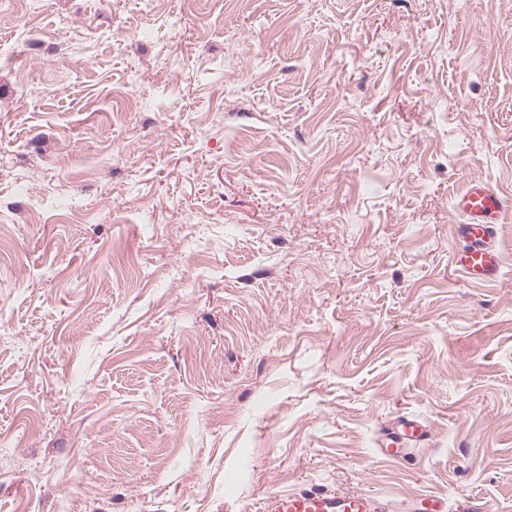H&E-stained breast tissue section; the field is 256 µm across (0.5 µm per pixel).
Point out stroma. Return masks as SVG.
<instances>
[{
	"mask_svg": "<svg viewBox=\"0 0 512 512\" xmlns=\"http://www.w3.org/2000/svg\"><path fill=\"white\" fill-rule=\"evenodd\" d=\"M477 182L512 197V0H0V512H512ZM453 207L465 220L456 225L461 244L452 252L455 271L471 282L495 280L502 262L495 224L511 212V198L486 184L473 183L455 198ZM382 433V453L394 460L414 456L416 449L427 439L424 425L405 416L399 417L391 427H384ZM264 512H446L443 500L428 496L420 501H399L391 508L367 493H345L334 490L304 489L289 493H273L264 500Z\"/></svg>",
	"mask_w": 512,
	"mask_h": 512,
	"instance_id": "1",
	"label": "stroma"
}]
</instances>
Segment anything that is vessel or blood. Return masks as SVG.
<instances>
[{
	"label": "vessel or blood",
	"instance_id": "b4317fda",
	"mask_svg": "<svg viewBox=\"0 0 512 512\" xmlns=\"http://www.w3.org/2000/svg\"><path fill=\"white\" fill-rule=\"evenodd\" d=\"M455 210L464 217L456 232L461 240L452 252L455 271L469 281H492L501 269V252L496 226L512 212V199L483 183L470 184L454 200ZM427 431L416 419L399 417L382 430V452L400 460L414 456L424 444ZM264 512H447L444 501L429 496L418 501H400L384 508L380 500L367 493L304 489L273 493L264 500Z\"/></svg>",
	"mask_w": 512,
	"mask_h": 512
}]
</instances>
